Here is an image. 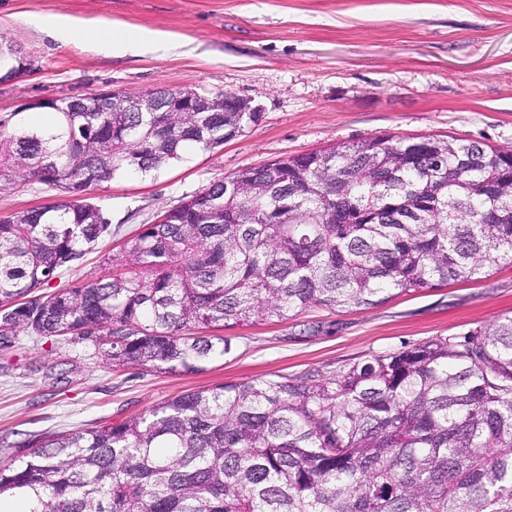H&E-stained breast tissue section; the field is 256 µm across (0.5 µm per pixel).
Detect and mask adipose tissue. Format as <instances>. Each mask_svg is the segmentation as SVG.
Wrapping results in <instances>:
<instances>
[{"label": "adipose tissue", "instance_id": "obj_1", "mask_svg": "<svg viewBox=\"0 0 512 512\" xmlns=\"http://www.w3.org/2000/svg\"><path fill=\"white\" fill-rule=\"evenodd\" d=\"M31 24L47 29L62 43H87L95 50L108 54L139 55L148 50L166 51L177 47L175 39L160 33H135L123 31L101 32L96 28L77 26L70 19L57 17L46 19L38 15L30 16Z\"/></svg>", "mask_w": 512, "mask_h": 512}]
</instances>
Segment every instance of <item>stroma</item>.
Segmentation results:
<instances>
[{
	"mask_svg": "<svg viewBox=\"0 0 512 512\" xmlns=\"http://www.w3.org/2000/svg\"><path fill=\"white\" fill-rule=\"evenodd\" d=\"M159 32L176 53L105 55L62 44L29 16ZM0 36L32 61L0 84V116L31 98L122 89L223 90L260 120L214 151L154 176L91 187L112 234L44 292L105 273L141 225L210 182L275 158L376 136H435L512 150V0H0ZM512 315V263L369 308L314 306L283 321L224 330L229 354L196 373L102 361L91 342L18 336L0 346V466L27 459L25 439L120 421L188 391L275 375L336 374L376 355L460 336Z\"/></svg>",
	"mask_w": 512,
	"mask_h": 512,
	"instance_id": "stroma-1",
	"label": "stroma"
}]
</instances>
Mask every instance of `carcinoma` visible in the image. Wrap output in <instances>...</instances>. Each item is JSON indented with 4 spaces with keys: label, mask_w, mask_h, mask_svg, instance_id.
Wrapping results in <instances>:
<instances>
[{
    "label": "carcinoma",
    "mask_w": 512,
    "mask_h": 512,
    "mask_svg": "<svg viewBox=\"0 0 512 512\" xmlns=\"http://www.w3.org/2000/svg\"><path fill=\"white\" fill-rule=\"evenodd\" d=\"M0 121V346L76 336L114 366L194 373L224 330L311 306L361 309L512 262V154L374 137L243 169L145 224L112 274L38 295L112 234L86 198L213 150L259 112H104ZM0 501L26 512H512V317L333 376L186 392L120 422L26 444ZM52 194L54 192L47 191L45 186L35 182L0 191V216L49 202Z\"/></svg>",
    "instance_id": "obj_1"
}]
</instances>
